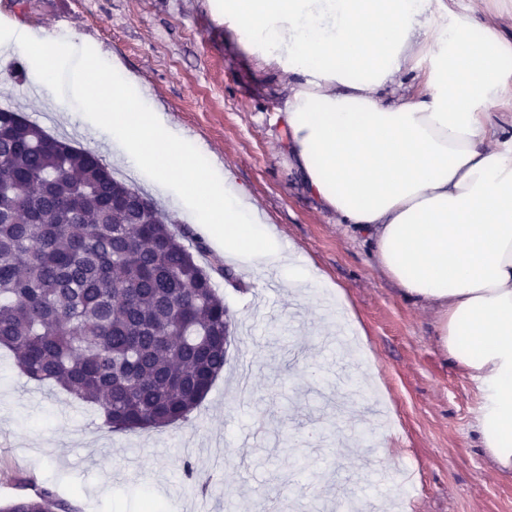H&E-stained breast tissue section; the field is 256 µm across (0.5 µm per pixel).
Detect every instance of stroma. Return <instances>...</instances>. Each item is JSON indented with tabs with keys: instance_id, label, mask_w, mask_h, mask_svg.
Here are the masks:
<instances>
[{
	"instance_id": "stroma-1",
	"label": "stroma",
	"mask_w": 512,
	"mask_h": 512,
	"mask_svg": "<svg viewBox=\"0 0 512 512\" xmlns=\"http://www.w3.org/2000/svg\"><path fill=\"white\" fill-rule=\"evenodd\" d=\"M0 13L10 18L0 43L26 27L52 32L66 50L47 98L0 68V103L152 194L148 174L116 160L98 110L71 94L88 52L119 61L297 263L325 278L300 293L278 268L227 264L228 278L215 280L231 318L224 371L188 421L163 428L109 432L93 407L28 380L1 351L0 505L56 486L75 512H143L148 498L166 512H262V503L263 512H336L337 501L371 488L382 512H512V476L479 446V384L442 352L433 314L383 273L371 240L325 209L292 167L277 117L287 75L212 24L207 0H0ZM157 204L188 230L187 245H205L199 263L223 258L189 209ZM340 314L362 353L338 403V363L323 341Z\"/></svg>"
}]
</instances>
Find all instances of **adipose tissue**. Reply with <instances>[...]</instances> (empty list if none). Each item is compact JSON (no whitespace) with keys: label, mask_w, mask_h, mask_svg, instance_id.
Listing matches in <instances>:
<instances>
[{"label":"adipose tissue","mask_w":512,"mask_h":512,"mask_svg":"<svg viewBox=\"0 0 512 512\" xmlns=\"http://www.w3.org/2000/svg\"><path fill=\"white\" fill-rule=\"evenodd\" d=\"M243 49L292 81L278 110L308 191L374 243L407 298L430 303L445 354L482 392L479 444L512 474V32L445 0H208ZM418 89L386 100L403 68ZM119 160L192 199L230 260L301 279L222 168L120 67L76 80Z\"/></svg>","instance_id":"obj_1"}]
</instances>
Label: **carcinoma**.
<instances>
[{
  "label": "carcinoma",
  "mask_w": 512,
  "mask_h": 512,
  "mask_svg": "<svg viewBox=\"0 0 512 512\" xmlns=\"http://www.w3.org/2000/svg\"><path fill=\"white\" fill-rule=\"evenodd\" d=\"M162 210L96 155L0 111V348L115 433L185 422L226 361L228 310ZM0 512H72L50 489Z\"/></svg>",
  "instance_id": "cac0c4a2"
}]
</instances>
